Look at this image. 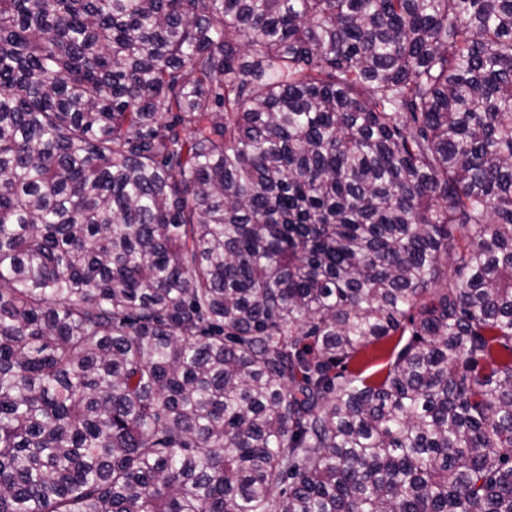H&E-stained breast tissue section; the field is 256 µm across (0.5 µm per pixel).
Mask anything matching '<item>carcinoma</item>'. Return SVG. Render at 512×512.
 <instances>
[{"mask_svg": "<svg viewBox=\"0 0 512 512\" xmlns=\"http://www.w3.org/2000/svg\"><path fill=\"white\" fill-rule=\"evenodd\" d=\"M0 512H512V0H0Z\"/></svg>", "mask_w": 512, "mask_h": 512, "instance_id": "cac0c4a2", "label": "carcinoma"}]
</instances>
